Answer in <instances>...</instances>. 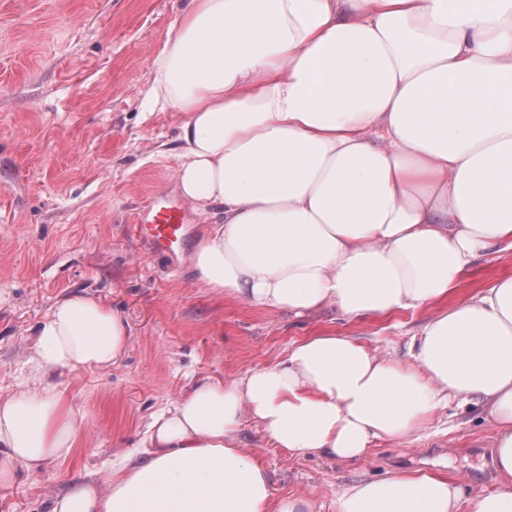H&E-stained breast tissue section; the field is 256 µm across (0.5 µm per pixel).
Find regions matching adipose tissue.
<instances>
[{"mask_svg": "<svg viewBox=\"0 0 512 512\" xmlns=\"http://www.w3.org/2000/svg\"><path fill=\"white\" fill-rule=\"evenodd\" d=\"M150 96L183 113L176 177L214 230L205 287L301 316L428 306L405 357L335 333L227 381L201 379L150 416L107 482L48 512H313L274 498L242 446L254 423L293 455L353 461L425 431L448 401L484 403L496 489L403 472L342 488L335 512H512V276L453 301L473 261L512 248V0H178ZM130 341L99 299L57 302L37 366L119 362ZM84 441L47 386L0 395V488Z\"/></svg>", "mask_w": 512, "mask_h": 512, "instance_id": "ef3b65f1", "label": "adipose tissue"}]
</instances>
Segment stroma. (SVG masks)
<instances>
[{"label": "stroma", "mask_w": 512, "mask_h": 512, "mask_svg": "<svg viewBox=\"0 0 512 512\" xmlns=\"http://www.w3.org/2000/svg\"><path fill=\"white\" fill-rule=\"evenodd\" d=\"M178 23L177 0H0V391L37 378L56 385L85 427L67 460L0 488V512H47L70 482L103 480L112 456L191 381L276 363L319 331L401 355L430 315L350 320L331 307L297 317L218 295L191 260L174 270L147 257L131 226L155 193L178 188L183 119L151 109L150 67ZM504 274L512 249L478 258L457 299ZM73 294L100 299L130 327L110 369L68 373L30 360L35 329ZM482 413L449 402L426 431L376 443L354 462L288 454L251 424L242 440L275 497L306 496L315 512H334L349 484L398 472L460 478L475 497L496 487L493 428Z\"/></svg>", "instance_id": "1"}]
</instances>
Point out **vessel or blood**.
<instances>
[{
  "mask_svg": "<svg viewBox=\"0 0 512 512\" xmlns=\"http://www.w3.org/2000/svg\"><path fill=\"white\" fill-rule=\"evenodd\" d=\"M192 223L176 195L168 192L141 208L134 230L145 253L175 267L187 252L193 233Z\"/></svg>",
  "mask_w": 512,
  "mask_h": 512,
  "instance_id": "obj_1",
  "label": "vessel or blood"
}]
</instances>
